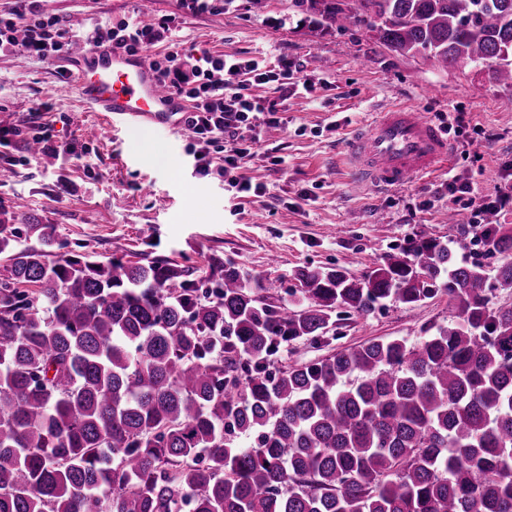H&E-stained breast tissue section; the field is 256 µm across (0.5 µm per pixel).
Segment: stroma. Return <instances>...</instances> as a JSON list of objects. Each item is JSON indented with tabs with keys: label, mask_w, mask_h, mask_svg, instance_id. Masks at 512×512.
Segmentation results:
<instances>
[{
	"label": "stroma",
	"mask_w": 512,
	"mask_h": 512,
	"mask_svg": "<svg viewBox=\"0 0 512 512\" xmlns=\"http://www.w3.org/2000/svg\"><path fill=\"white\" fill-rule=\"evenodd\" d=\"M44 7L79 36L131 14L165 19L194 58L287 57L303 64L314 85L311 97L280 105L282 130L241 161L238 176L263 187L257 197L228 186L218 150L210 152L211 174L199 175L185 128L149 126L153 151L145 153L137 130L61 93L64 80L54 66L22 54L0 57V125L37 121L64 149L55 156L30 153L23 141L12 146L16 166L0 182V222L19 229L30 221L53 225L57 257L160 258L192 270L202 289L214 260H230L264 274L275 300L294 287L297 267H338L359 276L415 241L467 235L471 214L498 198L512 174V89L488 70H442L400 56L366 27H327L291 0L259 7L224 0L223 8L203 14L181 0H45ZM394 103L431 114L449 137L451 155L437 172L389 189L353 176L347 143L370 113ZM454 182L475 190L454 200L448 191ZM450 315L441 294L340 316L318 341L290 344L279 362L301 365L371 340L413 342Z\"/></svg>",
	"instance_id": "obj_1"
}]
</instances>
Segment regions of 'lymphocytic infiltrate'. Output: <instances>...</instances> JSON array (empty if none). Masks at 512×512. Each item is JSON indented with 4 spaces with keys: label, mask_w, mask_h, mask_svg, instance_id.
<instances>
[{
    "label": "lymphocytic infiltrate",
    "mask_w": 512,
    "mask_h": 512,
    "mask_svg": "<svg viewBox=\"0 0 512 512\" xmlns=\"http://www.w3.org/2000/svg\"><path fill=\"white\" fill-rule=\"evenodd\" d=\"M168 28L163 20L146 25L130 16L95 25L86 40L136 54L148 50ZM75 42L63 18L47 12L44 0H16L12 11L0 14V56L23 52L44 62H60L68 60ZM151 67L164 85L190 103L185 127L198 145L197 169L204 176L210 173L212 147L222 146L224 169L231 174L259 142L263 127L275 125L278 100L251 95L250 84L269 86L278 99L312 89L308 81L296 77L300 64L285 58L272 66L263 56L208 54L199 66L171 50L152 61Z\"/></svg>",
    "instance_id": "1"
}]
</instances>
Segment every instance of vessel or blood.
I'll use <instances>...</instances> for the list:
<instances>
[{
	"mask_svg": "<svg viewBox=\"0 0 512 512\" xmlns=\"http://www.w3.org/2000/svg\"><path fill=\"white\" fill-rule=\"evenodd\" d=\"M67 93L77 95L118 121L178 125L185 110L182 97L163 85L141 55L107 47L74 50ZM358 178L398 188L446 164L448 141L426 113L405 104L374 112L349 146Z\"/></svg>",
	"mask_w": 512,
	"mask_h": 512,
	"instance_id": "vessel-or-blood-1",
	"label": "vessel or blood"
}]
</instances>
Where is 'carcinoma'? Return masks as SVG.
I'll use <instances>...</instances> for the list:
<instances>
[{"mask_svg":"<svg viewBox=\"0 0 512 512\" xmlns=\"http://www.w3.org/2000/svg\"><path fill=\"white\" fill-rule=\"evenodd\" d=\"M391 51L512 87V0H292ZM0 223V512H512V227L424 239L351 276L54 258L49 224ZM448 295V324L272 371L333 314ZM256 436L244 447L243 436Z\"/></svg>","mask_w":512,"mask_h":512,"instance_id":"obj_1","label":"carcinoma"}]
</instances>
